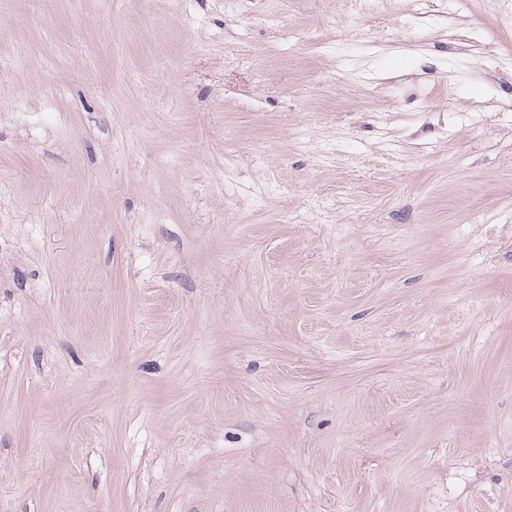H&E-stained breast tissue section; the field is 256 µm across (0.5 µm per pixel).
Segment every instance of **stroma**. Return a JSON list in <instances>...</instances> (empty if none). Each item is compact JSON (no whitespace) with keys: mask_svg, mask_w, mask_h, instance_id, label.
Returning <instances> with one entry per match:
<instances>
[{"mask_svg":"<svg viewBox=\"0 0 512 512\" xmlns=\"http://www.w3.org/2000/svg\"><path fill=\"white\" fill-rule=\"evenodd\" d=\"M0 512H512V0H0Z\"/></svg>","mask_w":512,"mask_h":512,"instance_id":"1","label":"stroma"}]
</instances>
